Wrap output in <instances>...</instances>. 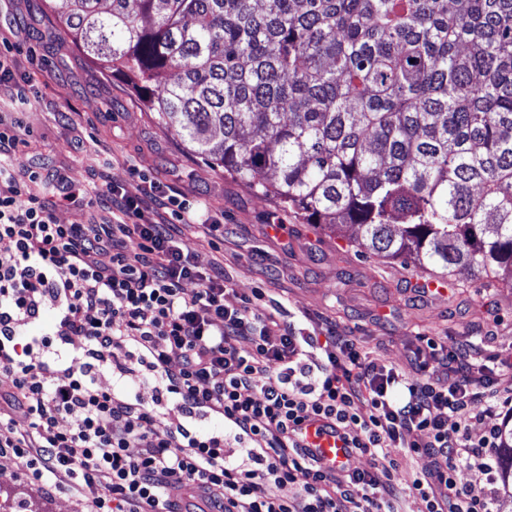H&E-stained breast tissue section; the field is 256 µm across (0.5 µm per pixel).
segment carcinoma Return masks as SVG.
I'll return each mask as SVG.
<instances>
[{
  "label": "carcinoma",
  "mask_w": 512,
  "mask_h": 512,
  "mask_svg": "<svg viewBox=\"0 0 512 512\" xmlns=\"http://www.w3.org/2000/svg\"><path fill=\"white\" fill-rule=\"evenodd\" d=\"M224 174L364 249L512 288V0H60ZM512 482V431L500 449Z\"/></svg>",
  "instance_id": "carcinoma-1"
}]
</instances>
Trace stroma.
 <instances>
[{
	"mask_svg": "<svg viewBox=\"0 0 512 512\" xmlns=\"http://www.w3.org/2000/svg\"><path fill=\"white\" fill-rule=\"evenodd\" d=\"M0 44L12 46L15 59L0 80V118H21L23 162L61 172L77 190L108 183L137 196L146 177L207 209L224 224L220 249L191 228L183 229L182 241L198 265L223 261L235 296L269 289L300 327L335 321L397 367L405 366L421 336L453 343L490 332L499 347L512 348V289L481 287L459 267L454 288L412 303L410 289L425 272L364 252L356 228L339 236L303 223L275 198L197 157L126 77L103 71L75 46L49 0H0ZM21 89L29 105L18 104ZM95 149L109 153V167L94 163ZM0 495L10 498L13 512L33 505L42 512H81L74 493L43 491L10 457H0Z\"/></svg>",
	"mask_w": 512,
	"mask_h": 512,
	"instance_id": "35a3bbf8",
	"label": "stroma"
}]
</instances>
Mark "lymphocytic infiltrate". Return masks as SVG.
I'll list each match as a JSON object with an SVG mask.
<instances>
[{
	"instance_id": "lymphocytic-infiltrate-1",
	"label": "lymphocytic infiltrate",
	"mask_w": 512,
	"mask_h": 512,
	"mask_svg": "<svg viewBox=\"0 0 512 512\" xmlns=\"http://www.w3.org/2000/svg\"><path fill=\"white\" fill-rule=\"evenodd\" d=\"M19 143L15 125L0 126V240L12 244L0 253V455L45 491L77 492L88 512H401L409 493L421 512H496L502 431L485 421L512 412V386L499 381L511 351L488 336L452 346L423 336L400 370L335 325L307 334L280 311H258L265 289L229 303L223 264L198 266L154 218L161 208L193 225L192 205L154 181L140 198L75 192L63 175L19 164ZM41 183L81 210L111 202L112 217L57 223L34 191ZM49 309L53 324L22 339ZM74 336L86 357L77 368L53 350ZM139 378L154 381L152 403L128 397ZM169 407L213 414L224 429H162ZM310 418L334 422L370 467L323 466L293 437ZM228 438L245 460L225 454ZM405 457L431 465L407 470ZM273 485L295 492L277 497Z\"/></svg>"
}]
</instances>
